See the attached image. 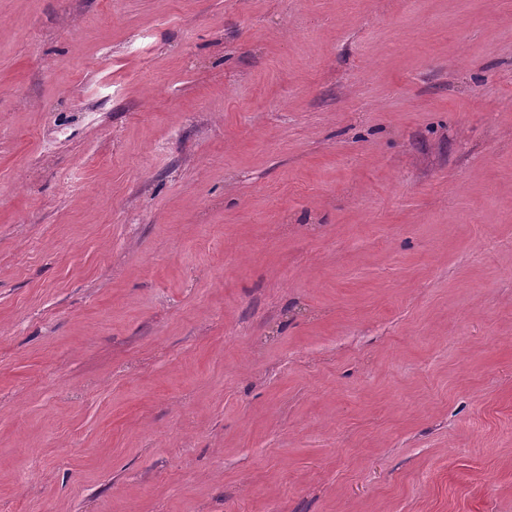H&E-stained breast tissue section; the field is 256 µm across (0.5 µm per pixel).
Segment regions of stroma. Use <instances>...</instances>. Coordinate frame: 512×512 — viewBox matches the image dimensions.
Here are the masks:
<instances>
[{"label":"stroma","mask_w":512,"mask_h":512,"mask_svg":"<svg viewBox=\"0 0 512 512\" xmlns=\"http://www.w3.org/2000/svg\"><path fill=\"white\" fill-rule=\"evenodd\" d=\"M0 512H512V0H0Z\"/></svg>","instance_id":"1"}]
</instances>
